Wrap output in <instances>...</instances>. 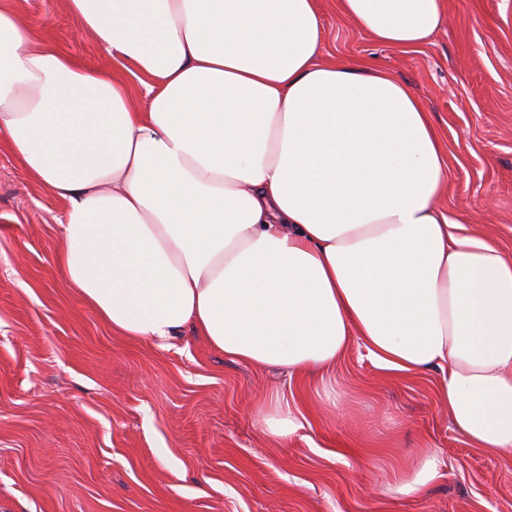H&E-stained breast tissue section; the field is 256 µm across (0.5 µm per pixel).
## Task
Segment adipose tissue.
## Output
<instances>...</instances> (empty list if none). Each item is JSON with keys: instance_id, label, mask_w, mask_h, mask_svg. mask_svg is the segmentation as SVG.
Here are the masks:
<instances>
[{"instance_id": "1", "label": "adipose tissue", "mask_w": 512, "mask_h": 512, "mask_svg": "<svg viewBox=\"0 0 512 512\" xmlns=\"http://www.w3.org/2000/svg\"><path fill=\"white\" fill-rule=\"evenodd\" d=\"M409 51L446 0H338ZM130 75L58 50L0 4V143L63 199L58 263L113 333L192 329L234 360L324 378L359 340L442 375L451 429L512 456V259L459 235L437 132L386 71L321 62L318 0H69ZM428 451L397 474L419 496Z\"/></svg>"}]
</instances>
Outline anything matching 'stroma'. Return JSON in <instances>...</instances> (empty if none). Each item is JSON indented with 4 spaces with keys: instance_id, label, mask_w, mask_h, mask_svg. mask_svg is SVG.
<instances>
[{
    "instance_id": "stroma-1",
    "label": "stroma",
    "mask_w": 512,
    "mask_h": 512,
    "mask_svg": "<svg viewBox=\"0 0 512 512\" xmlns=\"http://www.w3.org/2000/svg\"><path fill=\"white\" fill-rule=\"evenodd\" d=\"M10 4L60 51L122 75L67 0ZM319 4L323 61L412 87L443 142L438 207L512 258V0H447L443 27L408 52ZM64 210L1 143L0 512H512V457L452 431L438 373L392 376L354 342L331 403L316 380L188 331L162 346L115 335L57 265ZM278 392L307 422L285 444L264 433ZM428 449L445 477L399 494L395 474Z\"/></svg>"
}]
</instances>
